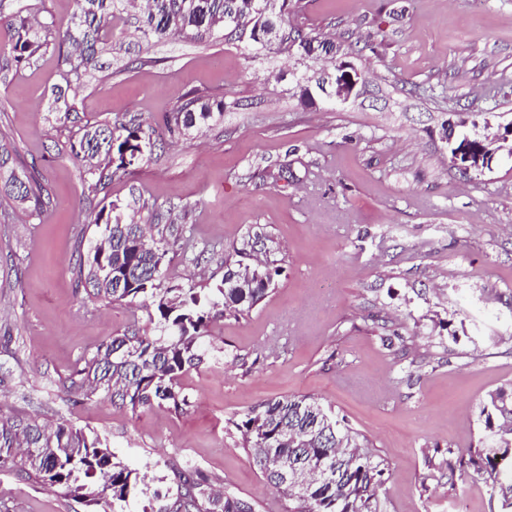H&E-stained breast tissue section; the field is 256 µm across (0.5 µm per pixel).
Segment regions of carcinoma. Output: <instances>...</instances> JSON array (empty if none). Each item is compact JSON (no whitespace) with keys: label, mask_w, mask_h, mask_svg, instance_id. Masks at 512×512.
<instances>
[{"label":"carcinoma","mask_w":512,"mask_h":512,"mask_svg":"<svg viewBox=\"0 0 512 512\" xmlns=\"http://www.w3.org/2000/svg\"><path fill=\"white\" fill-rule=\"evenodd\" d=\"M141 38L150 40L178 35L195 42L211 39L224 30L229 35H250L258 20L250 0H145ZM278 10L270 11L264 25L278 31L276 43L251 41L255 52L275 51L301 60L319 59L325 46L338 47L348 55L353 42L346 33L328 40L319 33L292 24L299 0H273ZM137 0H76V12L64 25L50 22L43 26L58 47L72 51L62 56V80L66 85H82L97 68L100 53L112 46L106 26L137 7ZM32 5L22 4L7 25L14 31L8 43L0 44V59L15 66L29 61L47 46L38 29L29 25ZM234 14L233 24L224 22V13ZM213 118L210 106L190 98L165 116L170 132L191 128L199 121ZM153 127L141 123L133 128L124 124L90 126L81 140L71 145L76 157L105 154L106 166L118 160L116 169L129 166L128 160L144 158L137 147L151 144ZM11 154L0 147V184L15 201L34 203L39 208L42 186L29 172L19 174L9 166ZM116 206L101 209L93 217L100 228L104 251L91 249L87 257L86 283L93 295L111 302H140L154 307L158 333H125L103 344L84 366L69 378L70 392L89 400L98 392L112 395V402L135 412L154 403H164L182 412L188 400L178 381L183 373L203 361L201 341L217 316L241 315L256 307L270 292L274 276L279 274L278 259L263 263L266 284L244 283L243 259L258 251L272 256L280 245L268 235L243 239L240 246L224 250V278L212 292L181 288L165 282L162 269L166 249L141 224L125 223L115 213ZM481 414L485 427L495 420L512 424V400L503 390L489 394ZM239 427L244 432L243 447L250 450L262 475L288 500L289 512H380L379 490L386 470L382 460L365 451V441L345 420L307 396H284L249 407ZM498 436H485L467 455L456 460L460 470L473 472L496 491L502 512H512V467L501 468L499 461L512 457V427L498 429ZM25 446L43 452L16 456L14 450ZM322 460L323 474L300 479L294 484L296 469L309 457ZM12 462L29 480L40 482L60 494L95 505L100 497L114 503H127L138 491L136 470L117 459L98 437L81 429L59 426L52 432L42 430L30 419H0V463ZM177 486L173 502L157 512H253L252 506L233 495L217 496L207 479L187 469H173Z\"/></svg>","instance_id":"obj_1"}]
</instances>
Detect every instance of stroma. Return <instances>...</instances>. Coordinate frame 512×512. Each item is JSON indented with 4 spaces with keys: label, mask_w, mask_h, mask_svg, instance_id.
Listing matches in <instances>:
<instances>
[{
    "label": "stroma",
    "mask_w": 512,
    "mask_h": 512,
    "mask_svg": "<svg viewBox=\"0 0 512 512\" xmlns=\"http://www.w3.org/2000/svg\"><path fill=\"white\" fill-rule=\"evenodd\" d=\"M302 5L300 23L325 36L370 38L356 60L368 83L334 110L300 102L296 61L235 39L139 45L130 19L109 74L63 97L55 44L0 69V144L43 187L36 214L0 194V417L99 437L145 475L131 512L172 501L174 464L255 512H288L236 424L259 402L310 395L385 460L382 512H497L448 456L477 445L488 394L512 392V157L462 175L442 126L512 128V0ZM191 96L223 116L163 135L116 175L95 180L70 150L85 126L159 123ZM109 204L158 224L166 278L184 288L218 283L225 248L249 235L281 245L274 290L210 322L203 363L179 380L184 412L67 389L101 344L157 324L77 278L97 234L88 215ZM0 512L87 509L0 465Z\"/></svg>",
    "instance_id": "stroma-1"
}]
</instances>
